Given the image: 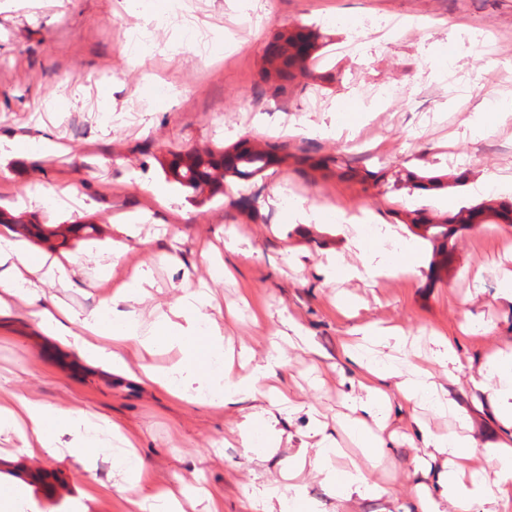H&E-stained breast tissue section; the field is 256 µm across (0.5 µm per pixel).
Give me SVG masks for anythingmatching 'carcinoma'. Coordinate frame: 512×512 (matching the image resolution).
<instances>
[{
  "label": "carcinoma",
  "instance_id": "obj_1",
  "mask_svg": "<svg viewBox=\"0 0 512 512\" xmlns=\"http://www.w3.org/2000/svg\"><path fill=\"white\" fill-rule=\"evenodd\" d=\"M319 33L313 28L300 25L285 28L272 37L264 54L263 78L274 98L288 95L291 86L301 78L312 76L310 65L318 49ZM170 158L165 173L187 194L196 199L201 196L213 197L224 193V182L229 178L246 180L268 168L286 161L287 155L279 154V145L266 141L253 144L242 150L238 162L226 159V151H199L179 148L169 151ZM315 170L329 173L336 171L348 178H358L363 190H368L367 177L357 176L350 169L342 167L336 156H325L312 164ZM404 186L412 190H432L448 187L440 177L406 175ZM403 224L424 227L423 238L439 243L436 248L440 260L434 263L433 271H448V225L450 224H512V204H480L463 207L457 213L438 218H429L419 211H406L400 216Z\"/></svg>",
  "mask_w": 512,
  "mask_h": 512
}]
</instances>
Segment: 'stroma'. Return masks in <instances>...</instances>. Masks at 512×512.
Wrapping results in <instances>:
<instances>
[{
    "mask_svg": "<svg viewBox=\"0 0 512 512\" xmlns=\"http://www.w3.org/2000/svg\"><path fill=\"white\" fill-rule=\"evenodd\" d=\"M311 25L324 36L315 77L288 95V111H272L261 79L263 50L281 28ZM148 29L149 46L123 47L121 26ZM512 29V0H0V138L23 140L17 153H0V211L46 227L80 225L67 242L27 236L32 253L67 255L73 286L46 294L75 311L95 308L138 266L150 268V297L141 306H166L184 289L207 284L210 313L232 346H250L257 359L272 334L293 317L313 351L285 350L280 391L297 400L282 414L275 453L249 460L241 445L225 446L224 431L252 412V402L216 406L174 397L139 378L88 363L75 350L40 332L30 309L0 318V397L24 396L64 410H82L124 425L152 480L203 487L223 497L224 512H239L244 492L261 489L298 446L308 441L311 413L328 432L360 395L357 367L342 349L354 326L380 321L409 331L416 347L450 338L460 365L453 374L434 366L479 447L502 442L505 431L471 387L485 355L512 346V302L497 280L512 271V224L456 226L447 276L431 271V244L400 223L407 210L429 215L484 202L470 184L512 175V117L492 119L481 136L466 120L476 106H512V68L500 67L496 31ZM178 69L180 84L162 72ZM396 86L399 98L382 96ZM368 113L366 143L305 136L300 127L342 123L352 103ZM50 129L63 146L42 155L29 142ZM282 143L288 160L247 180H228L205 202L188 200L161 164L176 147L230 148L242 139ZM343 154L362 170H385L387 184L362 193L358 184L304 168L305 157ZM448 176L439 191L396 188L407 172ZM167 188L165 197L154 185ZM285 187L308 203L329 208L324 223H301L279 201ZM70 190L69 206L54 202ZM368 210L417 246L419 275L376 282L339 280L325 270L331 255L353 258L355 228L340 214ZM144 212L132 234L113 216ZM125 245L108 279L101 255ZM481 271L474 281L473 271ZM355 299L343 312L341 301ZM390 418L406 441L390 445L384 474L389 500L363 502L361 512H403L419 480L418 423L445 429L454 417L415 410L397 401ZM16 437L0 436V480L19 479L28 512H68L87 483L71 458L20 454Z\"/></svg>",
    "mask_w": 512,
    "mask_h": 512,
    "instance_id": "obj_1",
    "label": "stroma"
}]
</instances>
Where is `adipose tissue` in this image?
<instances>
[{
    "label": "adipose tissue",
    "instance_id": "ef3b65f1",
    "mask_svg": "<svg viewBox=\"0 0 512 512\" xmlns=\"http://www.w3.org/2000/svg\"><path fill=\"white\" fill-rule=\"evenodd\" d=\"M351 245L359 264L339 256L327 260L328 268L340 278L375 280L419 271V256L410 245L389 252L383 249L379 236L360 233L352 238ZM1 266L7 267L9 274L0 276V315L9 314L20 304L34 308L40 327L48 335L95 364L119 373L129 372L130 359L142 358L146 352L160 347L177 351L179 358L171 367L144 365L140 371L153 384L188 399L224 405L254 399L258 382L277 376L285 365L281 340L302 332L300 325L285 320V329L278 332L271 353L260 361L252 349L242 348V357L255 360L256 366L251 375L236 377L224 364V333L208 314L212 297L204 289L185 292L169 303L167 311L148 320L130 309L131 304L142 303L149 295L150 275L139 270L114 296L101 300L91 311L78 313L42 301L44 284L70 281L74 270L69 257L43 253L34 258L23 242L0 235ZM352 333L359 341L346 353L362 371V395L352 399L345 427L361 448V458H346L321 421L313 420L312 432L318 441L315 447L297 449L290 458L289 484L267 481L260 496H243L241 512H316L297 482L305 471L321 476L335 501L334 512H353L361 499L388 498L389 490L375 472L389 442L396 438L390 429L393 399L455 413L454 400L448 393L438 392L417 355L390 360L372 356V347L401 342V329L371 322L354 327ZM487 378L495 382L491 394L495 413L506 428L512 429V350L488 354L474 388L482 389ZM266 401L265 407L251 412L241 424L226 429L225 441L240 443L260 457L278 447L281 433L275 410L280 403L272 395ZM420 434L428 454L415 458V467L426 474L435 473L436 481L417 484L406 512H512V454L497 448L477 453L476 440L462 429L435 433L424 428ZM0 435L18 437L27 456H67L89 474L95 473L99 461L111 462L119 475L113 489L124 495L128 512H183L172 490L157 486L143 491V461L132 452V440L117 423L15 396L0 399ZM436 461L441 464L437 472L432 469Z\"/></svg>",
    "mask_w": 512,
    "mask_h": 512
}]
</instances>
